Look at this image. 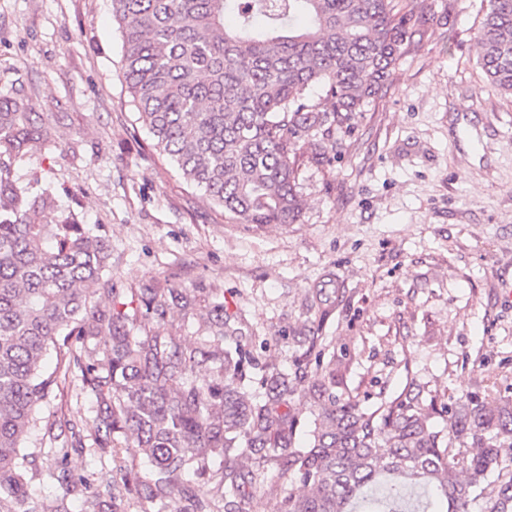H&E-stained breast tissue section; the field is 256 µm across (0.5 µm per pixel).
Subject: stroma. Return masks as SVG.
Returning a JSON list of instances; mask_svg holds the SVG:
<instances>
[{
	"instance_id": "stroma-1",
	"label": "stroma",
	"mask_w": 512,
	"mask_h": 512,
	"mask_svg": "<svg viewBox=\"0 0 512 512\" xmlns=\"http://www.w3.org/2000/svg\"><path fill=\"white\" fill-rule=\"evenodd\" d=\"M428 17L391 82L339 137L336 159L299 170L294 224H242L189 186L137 121L123 80L112 0H0V90L50 116L56 144L14 166L61 205L103 225L112 274L136 287L176 275L216 289L244 319L247 345L288 369L310 331L345 366L341 389L371 406L416 376L444 401L482 390L512 398V98L491 88L475 33L487 0H416ZM484 149L455 137L460 121ZM331 314L316 320L312 294ZM96 401L79 378L39 407L26 445L32 498L53 473L112 474L94 444ZM84 444H70L72 431Z\"/></svg>"
}]
</instances>
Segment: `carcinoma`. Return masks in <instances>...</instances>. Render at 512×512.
<instances>
[{"label": "carcinoma", "instance_id": "cac0c4a2", "mask_svg": "<svg viewBox=\"0 0 512 512\" xmlns=\"http://www.w3.org/2000/svg\"><path fill=\"white\" fill-rule=\"evenodd\" d=\"M138 120L180 176L242 224H294L298 171L335 159L337 136L390 80L428 18L395 0H113ZM490 86L512 97V0H488L476 34ZM49 117L0 95V512H249L245 486L265 469L300 485L276 512H512V399L480 392L439 402L410 377L371 408L336 392V355L309 336L284 371L243 343L245 324L208 288L167 277L120 288L99 225L13 165L56 142ZM193 336L168 325L173 313ZM155 327L141 333L142 322ZM55 352V369L44 360ZM97 404L95 444L147 460L92 490L57 462L65 495L30 497L22 443L39 404L73 370ZM207 370L205 384L196 373ZM220 460L219 468L210 463ZM215 483L210 498L186 471Z\"/></svg>", "mask_w": 512, "mask_h": 512}]
</instances>
